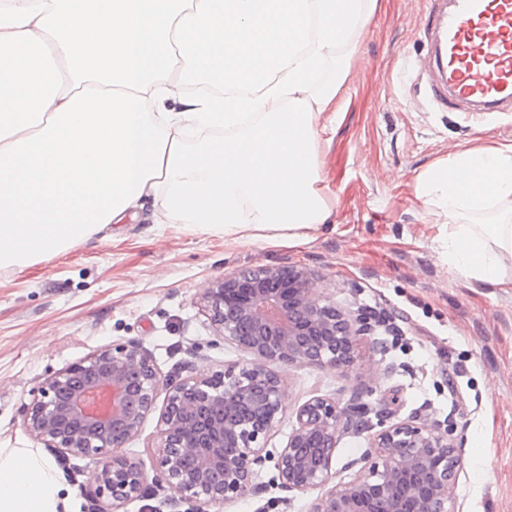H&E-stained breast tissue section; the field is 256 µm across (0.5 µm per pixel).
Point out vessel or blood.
<instances>
[{"label":"vessel or blood","instance_id":"vessel-or-blood-1","mask_svg":"<svg viewBox=\"0 0 512 512\" xmlns=\"http://www.w3.org/2000/svg\"><path fill=\"white\" fill-rule=\"evenodd\" d=\"M420 74L460 112L512 111V0H431Z\"/></svg>","mask_w":512,"mask_h":512}]
</instances>
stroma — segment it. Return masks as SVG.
<instances>
[{
    "mask_svg": "<svg viewBox=\"0 0 512 512\" xmlns=\"http://www.w3.org/2000/svg\"><path fill=\"white\" fill-rule=\"evenodd\" d=\"M370 18L344 69L327 62L340 89L319 125L317 158L333 222L290 245L157 230L151 208L108 225L21 270L0 269V448H31L22 411L53 373L91 353L137 340L161 377L185 362L212 372L246 364L248 353L209 327L200 298L209 283L242 268H307L323 298L381 318L360 337L345 371L304 365L284 371L285 412L266 441L278 452L300 405L335 400L365 430L341 437L332 465L349 482L374 461L373 437L392 423L431 417L462 445L455 488L459 512H512V290L458 277L437 224L417 197V177L461 148L512 142V113L473 116L435 107L415 82L430 0H371ZM149 415L126 447L153 492L125 512H171L158 489ZM69 512H98L87 460L56 459ZM264 493L210 512H309L316 491L283 494L273 463L259 472Z\"/></svg>",
    "mask_w": 512,
    "mask_h": 512,
    "instance_id": "35a3bbf8",
    "label": "stroma"
}]
</instances>
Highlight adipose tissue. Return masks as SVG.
<instances>
[{
  "instance_id": "obj_1",
  "label": "adipose tissue",
  "mask_w": 512,
  "mask_h": 512,
  "mask_svg": "<svg viewBox=\"0 0 512 512\" xmlns=\"http://www.w3.org/2000/svg\"><path fill=\"white\" fill-rule=\"evenodd\" d=\"M369 17L362 0H0V269L149 202L191 232L294 242L328 224L317 126L338 88L316 75ZM195 75L223 109L186 96ZM418 197L456 275L512 289V209L490 212L512 199V143L435 162ZM62 491L39 450L0 448V512H67Z\"/></svg>"
}]
</instances>
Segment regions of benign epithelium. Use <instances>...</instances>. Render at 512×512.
<instances>
[{"label": "benign epithelium", "mask_w": 512, "mask_h": 512, "mask_svg": "<svg viewBox=\"0 0 512 512\" xmlns=\"http://www.w3.org/2000/svg\"><path fill=\"white\" fill-rule=\"evenodd\" d=\"M202 312L224 340L251 356L239 369L210 373L186 362L161 380L139 341L98 350L48 378L24 410L22 427L34 440L94 466L100 512H121L145 497L141 463L122 453L163 398L154 454L171 503L193 512L233 498L258 495L265 442L285 410L284 377L271 368L314 365L345 369L356 337L371 330L319 295L307 269L260 266L214 279ZM365 428L336 402L313 397L295 411L279 452L280 487L303 493L333 478L341 436ZM368 472L336 484L309 512H457L454 495L461 446L429 419L400 422L378 433Z\"/></svg>", "instance_id": "1"}]
</instances>
